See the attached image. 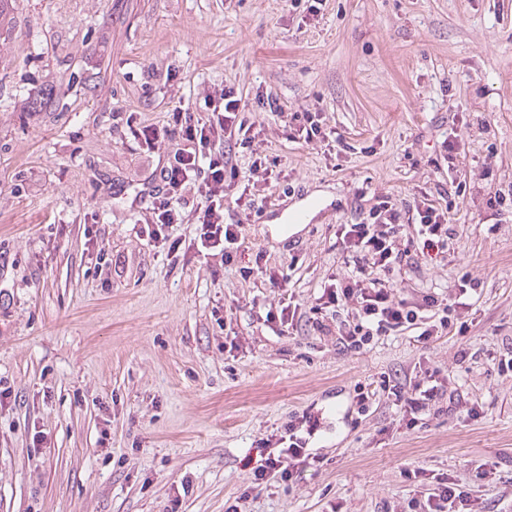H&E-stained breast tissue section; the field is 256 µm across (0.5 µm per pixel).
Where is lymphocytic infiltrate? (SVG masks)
<instances>
[{
  "label": "lymphocytic infiltrate",
  "mask_w": 512,
  "mask_h": 512,
  "mask_svg": "<svg viewBox=\"0 0 512 512\" xmlns=\"http://www.w3.org/2000/svg\"><path fill=\"white\" fill-rule=\"evenodd\" d=\"M201 96L203 116L176 108L168 126L145 125L136 131L137 138L153 149L166 140L176 144L160 168L161 185L147 221L160 230L171 224L199 225L202 247L218 250L227 264L241 235L235 225L225 223L224 202L231 197L236 205L251 206L255 194L269 185L272 171L264 158L255 157L244 186H237V161L231 151L251 148L259 134L242 119L245 106L233 88L210 86ZM408 225L424 248L447 251L452 236L448 213L427 198L416 201L407 219L380 195L360 222L340 225L339 239L352 271L346 279L323 286L318 315L311 322L314 331L335 336L344 351L361 352L394 332L415 331L417 342L425 344L447 330V295L431 288L411 299L396 286L415 262L410 249L398 244ZM388 392L410 423L442 396L436 373L429 369L410 390L392 386ZM308 459L303 437L289 431L279 454L268 458L255 479H292L305 469ZM470 503L459 483L440 478L427 489L419 507L421 512H461Z\"/></svg>",
  "instance_id": "1"
}]
</instances>
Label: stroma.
Listing matches in <instances>:
<instances>
[{"instance_id":"35a3bbf8","label":"stroma","mask_w":512,"mask_h":512,"mask_svg":"<svg viewBox=\"0 0 512 512\" xmlns=\"http://www.w3.org/2000/svg\"><path fill=\"white\" fill-rule=\"evenodd\" d=\"M17 0L0 37V512H407L408 471L512 512V0ZM234 87L282 175L250 209L232 264L142 220L163 152L134 131L202 87ZM50 110L32 101L47 90ZM285 113H324L342 142L289 140ZM457 131L461 148L442 142ZM448 210L446 253L402 282H478L429 344L394 332L362 352L308 323L346 274L341 224L373 196ZM317 199L294 238L269 216ZM180 241L173 256L169 241ZM287 278L269 287L261 269ZM302 321L279 331L285 300ZM467 351L458 364L459 351ZM439 370L446 393L406 427L383 380ZM371 392L358 411V390ZM317 421L311 465L256 484L289 425Z\"/></svg>"}]
</instances>
